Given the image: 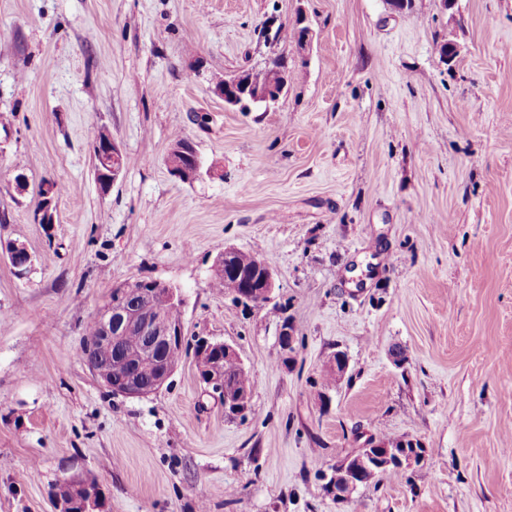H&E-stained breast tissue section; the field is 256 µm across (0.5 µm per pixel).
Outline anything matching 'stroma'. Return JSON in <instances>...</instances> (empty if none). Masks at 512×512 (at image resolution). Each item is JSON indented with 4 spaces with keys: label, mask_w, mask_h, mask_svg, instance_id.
I'll list each match as a JSON object with an SVG mask.
<instances>
[{
    "label": "stroma",
    "mask_w": 512,
    "mask_h": 512,
    "mask_svg": "<svg viewBox=\"0 0 512 512\" xmlns=\"http://www.w3.org/2000/svg\"><path fill=\"white\" fill-rule=\"evenodd\" d=\"M277 58L285 100L225 108L220 80ZM183 139L190 183L165 163ZM0 240L33 260L0 254V512H55L77 474L108 512H512V0H0ZM228 246L270 260L269 303L212 288ZM130 279L237 348L245 420L189 353L146 398L101 387L85 326ZM385 435L421 462L336 500L330 464ZM96 179L105 190L117 182L123 171L122 152L108 134L103 145L94 151ZM186 162H190L193 165V170L186 169ZM166 166L169 173L181 180H197L201 177V161L198 158L195 147L190 141H184L181 143H177L166 159ZM191 172V176L188 177V173ZM190 178V179H189ZM4 254L9 259L19 277H25L32 267V256L23 243L11 242L6 246Z\"/></svg>",
    "instance_id": "35a3bbf8"
}]
</instances>
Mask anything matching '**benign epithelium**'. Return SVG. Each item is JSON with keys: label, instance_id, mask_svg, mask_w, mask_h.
I'll return each mask as SVG.
<instances>
[{"label": "benign epithelium", "instance_id": "obj_1", "mask_svg": "<svg viewBox=\"0 0 512 512\" xmlns=\"http://www.w3.org/2000/svg\"><path fill=\"white\" fill-rule=\"evenodd\" d=\"M240 81L234 77L217 86V92L229 107H244L248 104L239 101L234 89ZM288 94V76L277 74L267 85L256 90L252 100L268 108L278 104ZM96 179L102 188L107 189L117 182L123 171L122 152L119 146L107 138L103 145L94 151ZM169 173L181 180H197L201 177V161L193 144L184 141L176 144L166 159ZM4 254L9 259L18 276H26L32 267V256L22 243L11 242ZM259 280L248 282L238 301L264 304L271 300L274 290V276L271 265L257 262ZM182 305L179 290L160 281L148 282V287L133 297L121 284H117L96 310L94 317L100 321V336L81 346V355L92 374L112 394L128 399L143 398L158 392L173 375L177 364L168 359L170 352L181 350L185 344L183 327L168 322L157 315L161 307ZM138 331L143 339L142 349L129 354L130 365L122 376L113 374L112 369L100 364L103 356L112 353V348L122 342L131 331ZM193 357L200 382L205 391L224 405V415L232 419L246 418L250 406L249 392L231 390L224 386V360H241L235 347L223 340L200 337L192 346ZM352 456H346L332 466V473L344 477L348 489L357 488V476L363 468L373 467L378 461L372 455L359 458L351 463ZM66 481L82 490V496L69 501L58 499L57 512H102L104 502L98 483L93 479L69 476Z\"/></svg>", "mask_w": 512, "mask_h": 512}]
</instances>
